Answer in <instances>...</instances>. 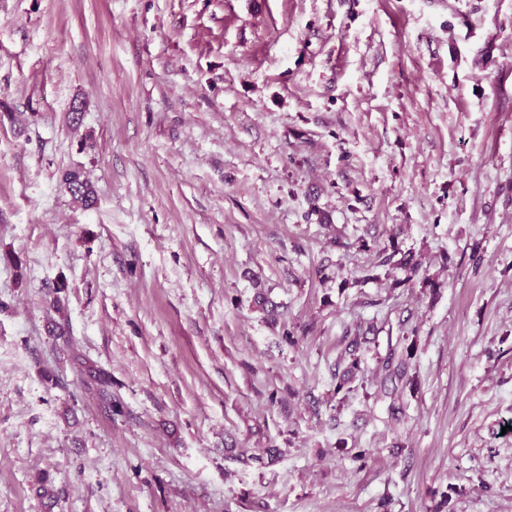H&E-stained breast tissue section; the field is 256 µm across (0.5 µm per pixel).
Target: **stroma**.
Segmentation results:
<instances>
[{"mask_svg":"<svg viewBox=\"0 0 512 512\" xmlns=\"http://www.w3.org/2000/svg\"><path fill=\"white\" fill-rule=\"evenodd\" d=\"M0 512H512V0H0ZM60 181L68 187V191L75 202L81 203L85 207L92 204L95 196L94 188L80 170L65 171L61 175ZM398 254H401L400 250L393 246L392 252L385 256L380 266H388V270L385 272L387 277L391 276L393 272L397 270L404 273V277L402 279H395L396 285L413 284L420 275L422 263L415 258L413 253H403L399 259L394 260Z\"/></svg>","mask_w":512,"mask_h":512,"instance_id":"35a3bbf8","label":"stroma"}]
</instances>
